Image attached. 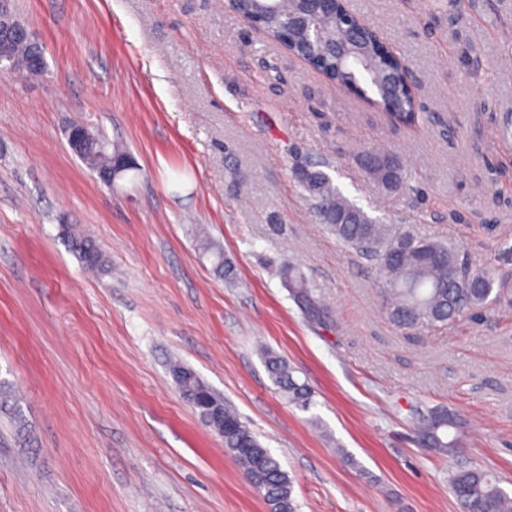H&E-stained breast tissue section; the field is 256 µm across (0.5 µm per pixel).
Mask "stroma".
I'll return each mask as SVG.
<instances>
[{
  "label": "stroma",
  "instance_id": "obj_1",
  "mask_svg": "<svg viewBox=\"0 0 512 512\" xmlns=\"http://www.w3.org/2000/svg\"><path fill=\"white\" fill-rule=\"evenodd\" d=\"M408 68L424 118L387 123L227 0H15L43 75L0 71V512H268L169 373L193 369L293 481L299 512H460L417 409L467 421L462 458L512 491V0H347ZM121 142L114 185L71 124ZM397 152L383 194L359 157ZM323 161L368 215L494 269L490 309L435 329L388 319L368 261L317 224L292 170ZM102 249L84 269L66 231ZM221 247L227 283L199 245ZM294 261L333 320L272 269ZM315 407L287 403L263 350ZM68 141L78 153H90L89 148L94 143H99L94 132L85 124H75L68 131ZM102 146L99 143V149L94 152H101Z\"/></svg>",
  "mask_w": 512,
  "mask_h": 512
}]
</instances>
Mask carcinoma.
<instances>
[{
    "label": "carcinoma",
    "mask_w": 512,
    "mask_h": 512,
    "mask_svg": "<svg viewBox=\"0 0 512 512\" xmlns=\"http://www.w3.org/2000/svg\"><path fill=\"white\" fill-rule=\"evenodd\" d=\"M229 7L257 21L269 37L287 45L336 86L356 96L375 90L391 124L418 123L420 113L404 83L400 62L370 26L361 27L356 37H351V27L360 18L350 14L343 3H336V11L323 12L306 26L290 25V20L305 13V0H230ZM361 161L378 189L399 191L406 187L395 153L370 150ZM324 166V162L301 163L293 174L307 192L317 219L336 241L374 261L385 284V309L397 328L412 331L446 326L496 301L493 269H474L445 243L371 218L341 194L322 170ZM67 239L86 268L105 265L104 254L93 240L72 230ZM202 250L212 258L219 275L229 283L235 281L234 263L222 249L205 243ZM277 274L308 322L325 325L332 320L331 309L309 291L304 274L295 264L283 263ZM264 363L288 403L310 411L315 405L313 392L295 377L288 361L267 353ZM170 373L182 393L194 400L201 422L224 439L225 451L241 465L247 481L261 489L269 512H299L292 480L241 417L191 368L174 363ZM466 428V420L444 406L421 410L415 418L417 444L448 458L462 453ZM448 487L462 512H512V494L481 467L459 464L452 468Z\"/></svg>",
    "instance_id": "1"
}]
</instances>
